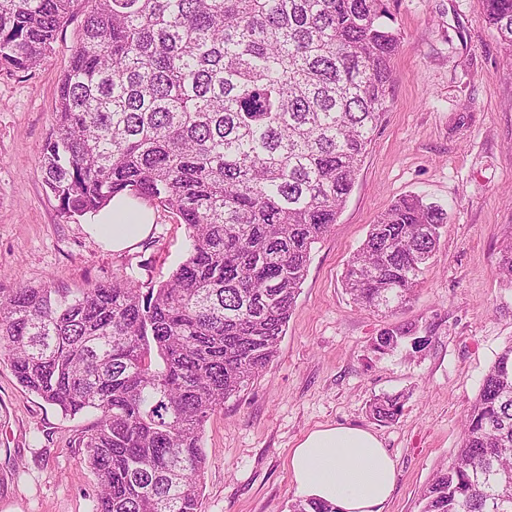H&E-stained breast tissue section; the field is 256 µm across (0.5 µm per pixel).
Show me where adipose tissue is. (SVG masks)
Instances as JSON below:
<instances>
[{
    "label": "adipose tissue",
    "mask_w": 512,
    "mask_h": 512,
    "mask_svg": "<svg viewBox=\"0 0 512 512\" xmlns=\"http://www.w3.org/2000/svg\"><path fill=\"white\" fill-rule=\"evenodd\" d=\"M128 203V196H115L111 209L90 227L116 251L130 247L150 229V215L144 210L137 211L134 223H125ZM289 465L297 495L332 503L339 512H381L396 482L395 462L381 440L357 426L310 431L293 448Z\"/></svg>",
    "instance_id": "adipose-tissue-1"
}]
</instances>
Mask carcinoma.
<instances>
[{
  "label": "carcinoma",
  "instance_id": "obj_1",
  "mask_svg": "<svg viewBox=\"0 0 512 512\" xmlns=\"http://www.w3.org/2000/svg\"><path fill=\"white\" fill-rule=\"evenodd\" d=\"M84 0H0V68L28 72ZM57 90L44 182L69 216L117 194L189 229L158 286L0 292V356L78 438L93 512H200L205 423L274 360L315 244L337 223L389 110L400 36L388 0H89ZM512 57V0H479ZM448 210L406 195L349 259L361 309L411 302ZM496 277L512 285V238ZM402 328L375 340L396 347ZM401 393L369 416L390 424ZM419 512H512V343L497 355ZM292 512H337L302 499Z\"/></svg>",
  "mask_w": 512,
  "mask_h": 512
}]
</instances>
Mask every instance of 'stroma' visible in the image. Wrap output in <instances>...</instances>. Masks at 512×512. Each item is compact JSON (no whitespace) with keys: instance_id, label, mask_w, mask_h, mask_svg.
Instances as JSON below:
<instances>
[{"instance_id":"obj_1","label":"stroma","mask_w":512,"mask_h":512,"mask_svg":"<svg viewBox=\"0 0 512 512\" xmlns=\"http://www.w3.org/2000/svg\"><path fill=\"white\" fill-rule=\"evenodd\" d=\"M401 34L391 106L337 224L311 251L278 354L206 423L201 512H289V456L311 430H371L396 462L383 512H418L448 465L464 416L497 354L512 342V286L494 267L512 229V61L478 0H390ZM84 20L76 11L37 68L0 71V290L50 284L75 291L130 277L169 278L188 229L146 203L150 233L115 252L89 216L64 215L45 187L43 147L57 86ZM407 194L447 206L448 222L411 303L384 317L356 307L341 276L370 224ZM409 331L394 350L374 341ZM406 393L395 423L371 420L382 394ZM92 416H62L22 388L0 359V512H92L96 481L76 446Z\"/></svg>"}]
</instances>
